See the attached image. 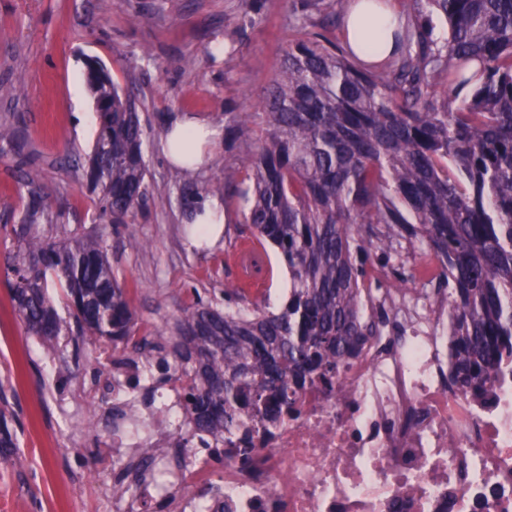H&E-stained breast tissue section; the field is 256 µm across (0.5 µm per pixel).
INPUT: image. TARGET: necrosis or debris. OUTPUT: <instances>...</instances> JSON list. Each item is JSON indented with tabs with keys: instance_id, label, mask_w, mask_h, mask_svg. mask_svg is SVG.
<instances>
[{
	"instance_id": "1",
	"label": "necrosis or debris",
	"mask_w": 512,
	"mask_h": 512,
	"mask_svg": "<svg viewBox=\"0 0 512 512\" xmlns=\"http://www.w3.org/2000/svg\"><path fill=\"white\" fill-rule=\"evenodd\" d=\"M399 335L374 337L334 388L297 394L298 418L265 433L245 423L256 453L176 459L188 420L165 396L170 426L111 416V457L148 454L138 490L115 512L149 501L171 512H512V360L482 395L455 389L448 311L437 299L389 314Z\"/></svg>"
}]
</instances>
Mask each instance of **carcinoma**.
Wrapping results in <instances>:
<instances>
[{
    "mask_svg": "<svg viewBox=\"0 0 512 512\" xmlns=\"http://www.w3.org/2000/svg\"><path fill=\"white\" fill-rule=\"evenodd\" d=\"M377 19L385 0H336L310 29V0L294 4L303 37L288 44L260 103L266 136L241 157L250 238L276 250L288 292L274 311L248 282L224 287V307L197 301L175 331L142 336L128 291L103 238L38 231L48 194L23 170L28 196L16 250L4 257L17 318L52 348L63 335L103 340L184 377L181 398L196 427L218 439L259 417L265 429L290 414L306 385L330 388L367 337L376 307L422 271L392 261L395 245L423 246L448 286L451 380L480 394L512 356V0H403L388 23L394 47L382 61L352 48L347 19L360 4ZM444 16L448 36L432 37ZM99 128L87 177L116 223L148 195L137 93L102 70L90 74ZM467 90L460 99L457 92ZM251 114L226 128L234 143ZM61 288L67 316L48 295ZM8 405L0 407V460L24 464Z\"/></svg>",
    "mask_w": 512,
    "mask_h": 512,
    "instance_id": "carcinoma-1",
    "label": "carcinoma"
}]
</instances>
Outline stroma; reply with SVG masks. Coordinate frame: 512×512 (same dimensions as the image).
Here are the masks:
<instances>
[{"instance_id":"obj_1","label":"stroma","mask_w":512,"mask_h":512,"mask_svg":"<svg viewBox=\"0 0 512 512\" xmlns=\"http://www.w3.org/2000/svg\"><path fill=\"white\" fill-rule=\"evenodd\" d=\"M293 0H0V253L14 245L26 193L19 172L28 156L41 173L48 206L40 219L63 230L104 234L112 267L124 281L139 331L173 326L183 306L222 300L236 282L242 217L232 211L217 240L196 241L184 194L216 197L224 170L264 135L258 103L283 48L299 38ZM234 37L233 53L214 55ZM98 64L120 87L139 93L149 195L122 224L100 214L86 177L97 124L88 83ZM248 112L235 148L220 147L187 175L163 156L167 127L191 114L217 127ZM107 343L61 337L46 351L17 320L0 273V395L17 413L24 467L0 465V512H113L110 488L123 465L106 463L112 401L96 369Z\"/></svg>"}]
</instances>
